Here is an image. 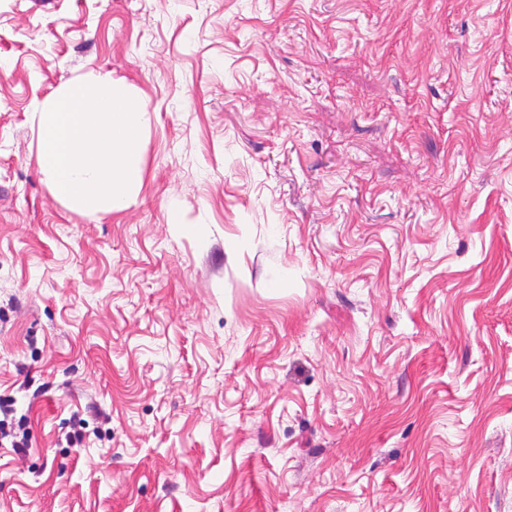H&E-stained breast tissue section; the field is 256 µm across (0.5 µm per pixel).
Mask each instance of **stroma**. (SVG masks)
<instances>
[{"mask_svg":"<svg viewBox=\"0 0 512 512\" xmlns=\"http://www.w3.org/2000/svg\"><path fill=\"white\" fill-rule=\"evenodd\" d=\"M103 73L111 215L33 120ZM0 396V512H512V0H0Z\"/></svg>","mask_w":512,"mask_h":512,"instance_id":"obj_1","label":"stroma"}]
</instances>
